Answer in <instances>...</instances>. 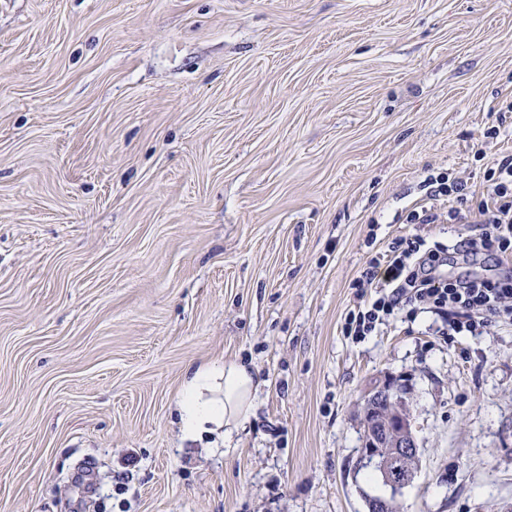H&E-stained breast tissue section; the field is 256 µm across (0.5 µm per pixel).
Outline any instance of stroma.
Returning a JSON list of instances; mask_svg holds the SVG:
<instances>
[{"instance_id": "obj_1", "label": "stroma", "mask_w": 512, "mask_h": 512, "mask_svg": "<svg viewBox=\"0 0 512 512\" xmlns=\"http://www.w3.org/2000/svg\"><path fill=\"white\" fill-rule=\"evenodd\" d=\"M512 0H0V512H366L365 392L405 386L400 512H512V325L345 335L430 172L512 154ZM261 386L180 434L188 367Z\"/></svg>"}]
</instances>
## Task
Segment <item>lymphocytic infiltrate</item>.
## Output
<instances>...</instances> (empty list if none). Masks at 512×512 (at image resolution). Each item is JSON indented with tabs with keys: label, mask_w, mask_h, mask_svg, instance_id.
I'll return each mask as SVG.
<instances>
[{
	"label": "lymphocytic infiltrate",
	"mask_w": 512,
	"mask_h": 512,
	"mask_svg": "<svg viewBox=\"0 0 512 512\" xmlns=\"http://www.w3.org/2000/svg\"><path fill=\"white\" fill-rule=\"evenodd\" d=\"M486 182L479 203L473 205L462 181L443 172L429 175L427 201L410 212L409 223H438L435 205L447 202L449 223L483 227L481 233L462 237L457 250L498 259L512 251V157H504L490 167ZM447 261V247L429 245L421 234L396 239L385 261H371L360 275L358 287L375 289L377 296L350 313L347 331L364 336L382 321L420 307L447 313L448 329L456 334H473L496 321L512 322V275L437 277L436 269Z\"/></svg>",
	"instance_id": "lymphocytic-infiltrate-1"
}]
</instances>
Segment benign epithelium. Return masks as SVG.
Returning <instances> with one entry per match:
<instances>
[{"mask_svg":"<svg viewBox=\"0 0 512 512\" xmlns=\"http://www.w3.org/2000/svg\"><path fill=\"white\" fill-rule=\"evenodd\" d=\"M365 401L371 410L383 415L382 430L374 428V423H364L368 451L359 454L356 464H371L379 457L375 449L389 448L396 456H419V446L414 432V417L407 401L397 396L394 382L390 379L374 387Z\"/></svg>","mask_w":512,"mask_h":512,"instance_id":"1","label":"benign epithelium"}]
</instances>
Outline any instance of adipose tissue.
<instances>
[{
	"label": "adipose tissue",
	"instance_id": "obj_1",
	"mask_svg": "<svg viewBox=\"0 0 512 512\" xmlns=\"http://www.w3.org/2000/svg\"><path fill=\"white\" fill-rule=\"evenodd\" d=\"M258 385L253 369L238 361L187 371L177 400L185 438L232 433L249 419Z\"/></svg>",
	"mask_w": 512,
	"mask_h": 512
}]
</instances>
